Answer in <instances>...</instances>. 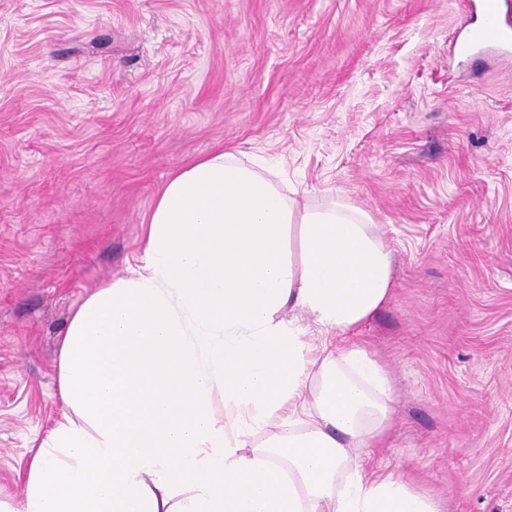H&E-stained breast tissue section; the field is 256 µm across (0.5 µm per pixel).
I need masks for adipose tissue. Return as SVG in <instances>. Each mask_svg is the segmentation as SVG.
<instances>
[{"instance_id":"obj_1","label":"adipose tissue","mask_w":512,"mask_h":512,"mask_svg":"<svg viewBox=\"0 0 512 512\" xmlns=\"http://www.w3.org/2000/svg\"><path fill=\"white\" fill-rule=\"evenodd\" d=\"M291 216L287 195L223 151L173 174L144 266L74 310L58 360L66 411L0 512H440L394 474L364 472L392 415L384 368L276 318L288 306L356 328L389 295V250L363 217L307 210L294 270ZM217 394L232 422L215 417ZM271 419V442L247 453L242 426Z\"/></svg>"}]
</instances>
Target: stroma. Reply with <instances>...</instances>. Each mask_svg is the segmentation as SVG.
<instances>
[{"label": "stroma", "instance_id": "1", "mask_svg": "<svg viewBox=\"0 0 512 512\" xmlns=\"http://www.w3.org/2000/svg\"><path fill=\"white\" fill-rule=\"evenodd\" d=\"M476 2L0 0L1 499L62 417L73 310L221 148L391 252L355 330L395 399L367 472L512 512V51L449 56Z\"/></svg>", "mask_w": 512, "mask_h": 512}]
</instances>
